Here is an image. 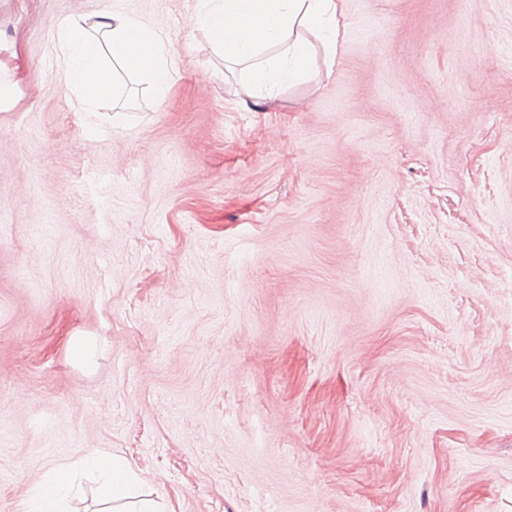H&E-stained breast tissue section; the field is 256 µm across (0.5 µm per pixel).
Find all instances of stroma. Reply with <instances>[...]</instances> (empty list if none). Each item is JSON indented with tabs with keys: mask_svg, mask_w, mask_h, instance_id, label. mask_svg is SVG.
Here are the masks:
<instances>
[{
	"mask_svg": "<svg viewBox=\"0 0 512 512\" xmlns=\"http://www.w3.org/2000/svg\"><path fill=\"white\" fill-rule=\"evenodd\" d=\"M197 7L0 0V512L100 453L168 512H512V0H341L259 101ZM108 10L164 101L56 81ZM89 27L69 16L55 29V52L60 77L82 109L115 98L112 63L140 76L159 101L170 88L171 68L163 36L139 19L107 11ZM138 33L136 42L131 40Z\"/></svg>",
	"mask_w": 512,
	"mask_h": 512,
	"instance_id": "obj_1",
	"label": "stroma"
}]
</instances>
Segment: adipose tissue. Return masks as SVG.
Returning a JSON list of instances; mask_svg holds the SVG:
<instances>
[{
	"mask_svg": "<svg viewBox=\"0 0 512 512\" xmlns=\"http://www.w3.org/2000/svg\"><path fill=\"white\" fill-rule=\"evenodd\" d=\"M339 0H200L194 18L226 62L242 66L253 96L273 92L283 81L307 74L308 32H319L328 56L337 52ZM60 77L80 108L114 99L113 67L140 76L164 99L171 68L163 36L139 19L104 12L85 24L60 19L55 29ZM99 512H165L157 499L143 495L142 483L129 464L116 455H95ZM77 463L55 466L26 503V512H67V499L77 493Z\"/></svg>",
	"mask_w": 512,
	"mask_h": 512,
	"instance_id": "1",
	"label": "adipose tissue"
}]
</instances>
